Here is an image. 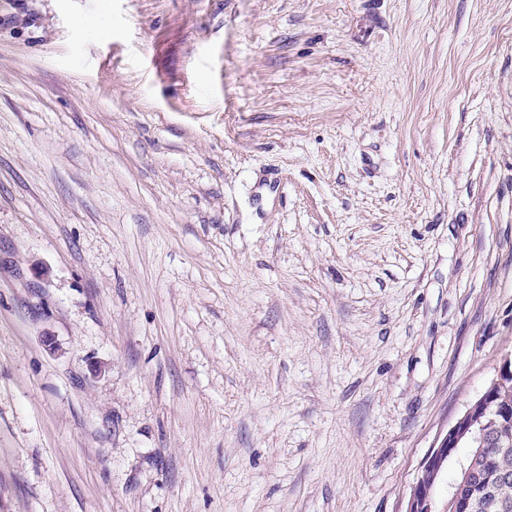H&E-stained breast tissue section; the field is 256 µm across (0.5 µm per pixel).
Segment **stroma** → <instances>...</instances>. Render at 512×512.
Masks as SVG:
<instances>
[{"instance_id": "stroma-1", "label": "stroma", "mask_w": 512, "mask_h": 512, "mask_svg": "<svg viewBox=\"0 0 512 512\" xmlns=\"http://www.w3.org/2000/svg\"><path fill=\"white\" fill-rule=\"evenodd\" d=\"M512 353V0H0V512H403Z\"/></svg>"}]
</instances>
